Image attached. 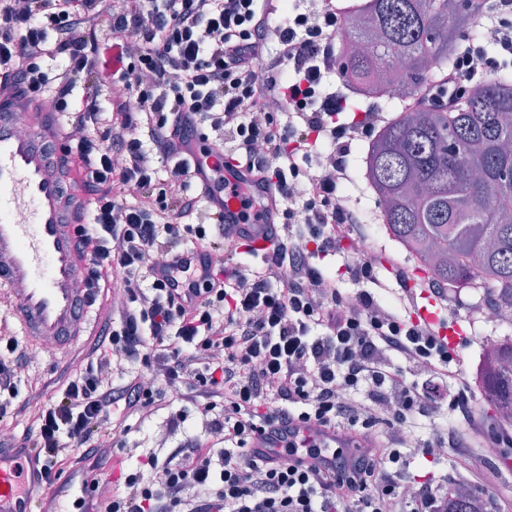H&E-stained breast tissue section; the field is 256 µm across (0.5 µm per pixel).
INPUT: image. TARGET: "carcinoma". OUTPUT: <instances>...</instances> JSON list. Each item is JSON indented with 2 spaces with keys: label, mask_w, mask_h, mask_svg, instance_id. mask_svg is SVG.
<instances>
[{
  "label": "carcinoma",
  "mask_w": 512,
  "mask_h": 512,
  "mask_svg": "<svg viewBox=\"0 0 512 512\" xmlns=\"http://www.w3.org/2000/svg\"><path fill=\"white\" fill-rule=\"evenodd\" d=\"M487 0H362L340 34L346 84L368 100L398 84L402 101L362 156L383 205L386 233L436 283L494 293L512 312V65L472 86L453 108L439 96L416 103L475 42ZM403 59L406 68L396 65ZM486 402L512 416V338L495 344L482 375ZM448 512H480L469 491H452Z\"/></svg>",
  "instance_id": "obj_1"
}]
</instances>
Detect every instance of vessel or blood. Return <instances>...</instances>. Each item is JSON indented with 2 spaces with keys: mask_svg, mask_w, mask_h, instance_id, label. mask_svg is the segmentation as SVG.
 <instances>
[{
  "mask_svg": "<svg viewBox=\"0 0 512 512\" xmlns=\"http://www.w3.org/2000/svg\"><path fill=\"white\" fill-rule=\"evenodd\" d=\"M37 114L29 131H21V117ZM58 130L54 112L35 113L27 92L0 95V297L20 336L49 352L77 344L84 318L82 285L71 213L80 203L76 192L66 191L47 146ZM226 190L211 199V182L197 176V185L208 197V209L232 231L233 242H247L257 252L270 251L279 239L280 196L277 185L238 161L223 170ZM245 187L254 201L245 209L233 186ZM416 312L435 324L449 352H456L465 333L458 321L439 318L429 305ZM305 441L323 448H339L351 456L370 447L356 433L295 422L281 432L255 436L251 449L273 460L307 463L300 452H289L291 442ZM68 476L46 477L33 449L7 454L0 451V512H40L32 494L35 485L54 490L68 483Z\"/></svg>",
  "mask_w": 512,
  "mask_h": 512,
  "instance_id": "obj_1",
  "label": "vessel or blood"
}]
</instances>
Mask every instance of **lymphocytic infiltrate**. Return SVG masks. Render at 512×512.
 <instances>
[{"mask_svg":"<svg viewBox=\"0 0 512 512\" xmlns=\"http://www.w3.org/2000/svg\"><path fill=\"white\" fill-rule=\"evenodd\" d=\"M98 21L121 38L120 56L152 78L148 112L123 103L109 132L98 102L107 81L101 47L85 29ZM336 22L332 0L304 9L288 0H129L112 9L103 0H0V75L38 92L51 85L40 57L63 63L61 81L51 86L56 108L81 132L61 152L78 162L88 195L76 235L89 298L98 301L111 278L127 284L125 307L103 319L85 367L44 406L29 444L40 449L48 474L73 449L94 457L90 442L104 422L126 421L182 385L223 442L216 448L191 439L165 462L147 457L120 475L122 490L106 512H448L447 475L414 473L415 459L445 449L486 488L488 471L470 468L472 449L492 440L512 446V422L500 421L488 436L483 416L455 389L461 363L431 326L388 299L369 262L351 255L341 274L322 264L361 230L351 206L338 200V183L349 177L353 134L374 132L381 121L372 110L340 118L343 100L332 87L340 77ZM271 30L277 48L260 70L257 48ZM78 88L81 100L69 103ZM272 99L284 121L253 120ZM198 117L220 134L207 152L214 171L229 149L280 187L288 231L258 267L206 270L190 282L197 302L187 306L155 279L147 259L179 249L186 233L204 253L224 235L218 222H190L198 200L188 192L182 148ZM148 140L180 177L178 192L158 205L113 199L116 182L144 194L154 189L158 171L143 157ZM303 148L325 157L335 176L301 175ZM139 273L146 287L131 285ZM347 279L360 285L351 297L342 292ZM110 353L143 363L160 386H105L100 373ZM443 408L445 432L429 444L412 441L416 419H434ZM383 419L385 432L377 428ZM297 420L359 431L374 446L351 459L337 456L329 468L314 445L301 468L251 453L254 434ZM157 468L161 480L147 477Z\"/></svg>","mask_w":512,"mask_h":512,"instance_id":"1","label":"lymphocytic infiltrate"}]
</instances>
